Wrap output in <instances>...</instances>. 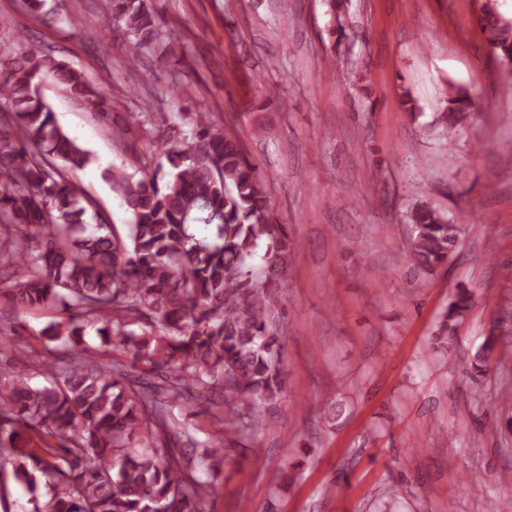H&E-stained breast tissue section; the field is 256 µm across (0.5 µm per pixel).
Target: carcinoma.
Returning a JSON list of instances; mask_svg holds the SVG:
<instances>
[{"mask_svg": "<svg viewBox=\"0 0 512 512\" xmlns=\"http://www.w3.org/2000/svg\"><path fill=\"white\" fill-rule=\"evenodd\" d=\"M104 18L124 29L125 62L163 46V19L147 0H101ZM477 23L492 52L512 56V22L485 0ZM50 78L100 119L105 91L64 60L26 47L23 35L0 50V342L5 314L54 305L62 319L42 336L68 358L45 362L47 385L0 373V477L38 489L35 512H205L210 480L236 447L266 425L284 395L283 346L271 312L280 275L297 249L276 218L258 166L238 137L197 112L191 137L138 159L137 174L104 177L129 213L123 234L97 214L75 172L91 153L58 125L40 93ZM471 107L448 85L439 120L453 136ZM411 260L432 274L455 251L459 225L428 205L409 212ZM266 245L263 281L249 262ZM474 295L459 288L437 340L451 344ZM95 327L100 346L83 347ZM490 335L469 371L486 374ZM119 347L127 360L112 356ZM148 374L127 384V367ZM207 405L224 414L222 432L187 456L174 445L187 427L175 409Z\"/></svg>", "mask_w": 512, "mask_h": 512, "instance_id": "1", "label": "carcinoma"}]
</instances>
